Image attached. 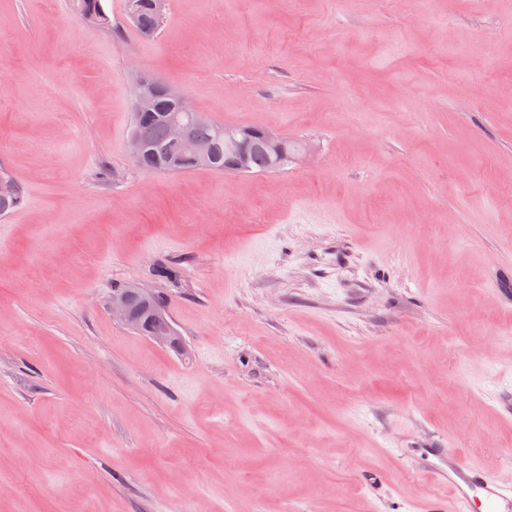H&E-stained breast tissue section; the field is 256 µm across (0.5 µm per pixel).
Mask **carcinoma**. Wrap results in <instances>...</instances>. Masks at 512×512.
<instances>
[{
  "mask_svg": "<svg viewBox=\"0 0 512 512\" xmlns=\"http://www.w3.org/2000/svg\"><path fill=\"white\" fill-rule=\"evenodd\" d=\"M164 0H126V9L133 26L145 37H152L162 23ZM76 12L88 25L108 28L110 19L102 0H75ZM183 117L193 139L204 145L210 154L205 167L224 174H236L234 164L238 154L247 152L248 165L244 173L264 175L280 172L288 167L295 144L283 138L276 152L261 143L263 128L250 125H226L210 117L200 122L192 113L179 110L177 102L166 91V81L158 78V87L152 105L146 110L133 108L131 132L144 145L141 171L147 173L177 174L200 168L189 155L175 160L176 148L167 138V124L171 117ZM13 183V191L0 195V217L19 209L25 202L26 186L0 167V180Z\"/></svg>",
  "mask_w": 512,
  "mask_h": 512,
  "instance_id": "carcinoma-1",
  "label": "carcinoma"
}]
</instances>
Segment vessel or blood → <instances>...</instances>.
<instances>
[{"instance_id":"1","label":"vessel or blood","mask_w":512,"mask_h":512,"mask_svg":"<svg viewBox=\"0 0 512 512\" xmlns=\"http://www.w3.org/2000/svg\"><path fill=\"white\" fill-rule=\"evenodd\" d=\"M444 497L429 500L427 512H512V483L499 479L483 466L469 461L454 448H426L413 464Z\"/></svg>"}]
</instances>
